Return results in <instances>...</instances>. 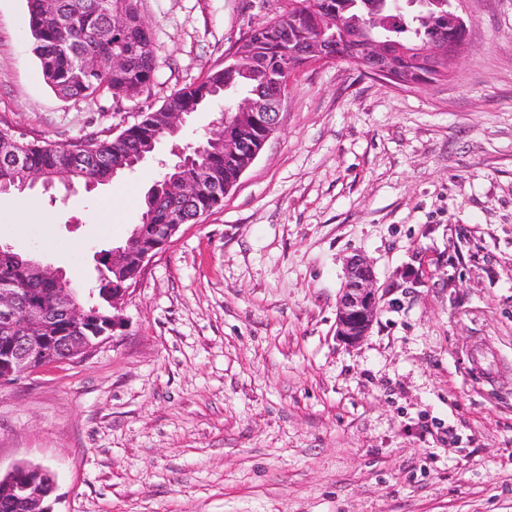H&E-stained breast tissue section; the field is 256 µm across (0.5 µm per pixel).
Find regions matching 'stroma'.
<instances>
[{
    "mask_svg": "<svg viewBox=\"0 0 512 512\" xmlns=\"http://www.w3.org/2000/svg\"><path fill=\"white\" fill-rule=\"evenodd\" d=\"M448 78L394 87L336 61L291 74L279 129L221 207L154 256L87 359L0 387V470L49 467L52 512H512V0H456ZM288 0H138L156 58L139 96L62 98L27 0H0V128L116 135L223 68ZM194 113L93 192L0 196V242L78 288L122 243ZM111 214H104V204ZM408 268L364 341L336 339L346 260Z\"/></svg>",
    "mask_w": 512,
    "mask_h": 512,
    "instance_id": "35a3bbf8",
    "label": "stroma"
}]
</instances>
